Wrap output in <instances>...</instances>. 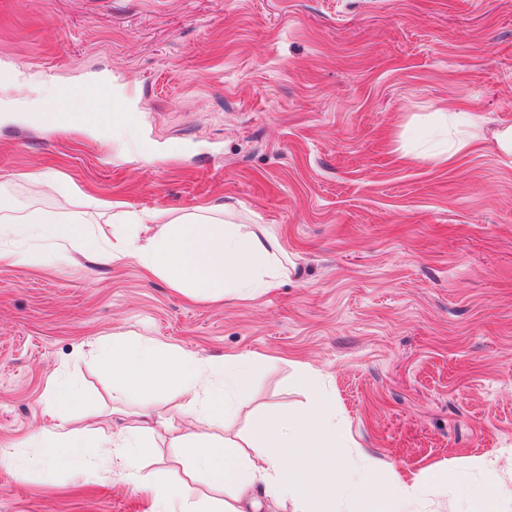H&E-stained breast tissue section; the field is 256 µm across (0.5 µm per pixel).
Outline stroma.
Masks as SVG:
<instances>
[{
	"instance_id": "1",
	"label": "stroma",
	"mask_w": 512,
	"mask_h": 512,
	"mask_svg": "<svg viewBox=\"0 0 512 512\" xmlns=\"http://www.w3.org/2000/svg\"><path fill=\"white\" fill-rule=\"evenodd\" d=\"M13 98L103 77V144L0 112V212L181 216L229 204L294 274L204 302L133 259L0 263V450L33 460L53 380L82 398L69 426L131 424L140 405L99 370L110 335L204 360L255 354L244 400L213 435L310 391L336 408L340 459L384 475L445 470L409 512H512V0H0ZM475 148L437 159L452 139ZM56 188L30 196L27 173ZM119 473L0 464V512H156Z\"/></svg>"
}]
</instances>
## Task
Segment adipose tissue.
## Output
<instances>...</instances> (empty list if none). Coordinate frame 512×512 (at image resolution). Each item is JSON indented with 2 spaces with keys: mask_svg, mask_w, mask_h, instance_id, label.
I'll list each match as a JSON object with an SVG mask.
<instances>
[{
  "mask_svg": "<svg viewBox=\"0 0 512 512\" xmlns=\"http://www.w3.org/2000/svg\"><path fill=\"white\" fill-rule=\"evenodd\" d=\"M220 205L173 218L167 211L120 212L114 217L113 243L93 240L84 219L62 225L44 215H0V239L16 240L11 249H0V261L24 264L34 261L21 242H45V259L64 261L74 255L94 253L107 264L136 259L172 287L207 300L227 294L253 296L276 285L285 272L277 258L278 244L250 224H234L224 218ZM155 225L152 235L140 229ZM100 370L111 378L118 393L142 403L137 424L96 438L94 462L80 454V435L66 426L61 400H74L79 389L55 385L44 412L52 418L48 427L31 439L48 460H65L90 475L120 470L140 488L151 492L161 512H242L254 482L264 495L280 500L300 496L309 512H337L347 493L366 498L385 496L405 506L425 485H444L449 475L437 471L429 477L406 481L391 474L377 482L370 472L355 473L340 463L338 448L346 434L336 422V409L320 395H313L301 415L263 416L245 440L207 435L208 427L233 414L249 381L254 354H240L221 362L204 361L181 350H163L124 337L111 339L96 355ZM181 391L192 399L184 410L183 429L172 419L156 414L150 406L161 392ZM170 431V444L189 478L201 477L223 489L225 498L210 506L189 497L180 483H160L141 473L138 461L147 453L139 437L156 429Z\"/></svg>",
  "mask_w": 512,
  "mask_h": 512,
  "instance_id": "1",
  "label": "adipose tissue"
}]
</instances>
